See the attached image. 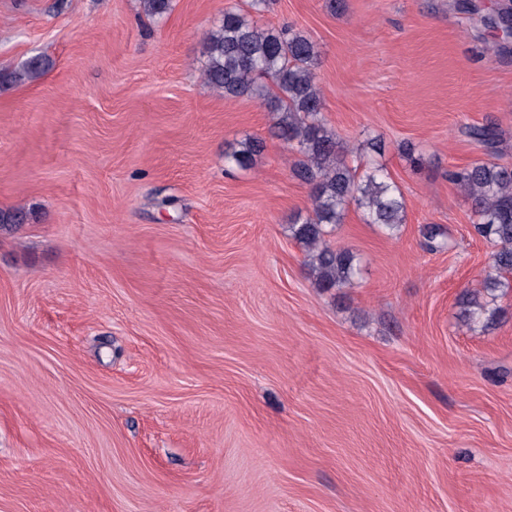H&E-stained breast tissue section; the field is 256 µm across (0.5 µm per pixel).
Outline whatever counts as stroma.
I'll return each mask as SVG.
<instances>
[{"label": "stroma", "mask_w": 512, "mask_h": 512, "mask_svg": "<svg viewBox=\"0 0 512 512\" xmlns=\"http://www.w3.org/2000/svg\"><path fill=\"white\" fill-rule=\"evenodd\" d=\"M228 2L0 0V70L53 62L0 88V208L29 213L0 230V512H512V291L464 325L492 247L449 178L512 164V43L484 22L504 0L259 17L313 42L329 128L383 140L406 199L392 236L349 206L341 290L289 235L310 187L272 112L201 79ZM259 152L260 145L249 141L243 143L239 149L227 150L224 154V161L228 167L246 169L253 165L254 156Z\"/></svg>", "instance_id": "stroma-1"}]
</instances>
